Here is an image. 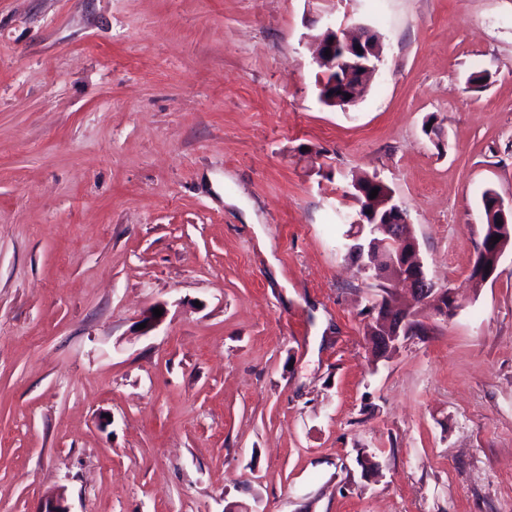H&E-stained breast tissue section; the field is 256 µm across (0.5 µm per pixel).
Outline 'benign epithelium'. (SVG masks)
I'll return each instance as SVG.
<instances>
[{
    "label": "benign epithelium",
    "mask_w": 512,
    "mask_h": 512,
    "mask_svg": "<svg viewBox=\"0 0 512 512\" xmlns=\"http://www.w3.org/2000/svg\"><path fill=\"white\" fill-rule=\"evenodd\" d=\"M330 54H325V51ZM382 51L380 38H372V32L362 29L357 32L337 30L331 25L323 27L315 40L314 62L320 69L318 95L322 103L339 104L343 107L357 103L368 77L378 71ZM343 71V90L336 93V69ZM492 202L486 209L485 220L491 224L490 237H495L496 223L506 226L512 223V207L504 205L500 197L490 193ZM385 206L387 213L379 216L376 210L361 208L352 216L353 233L347 237L344 247L347 254L355 255L361 272L373 277L378 274L374 265L363 260L362 253L367 243L378 236L394 239V251L389 265L395 271L391 283L405 285L413 304L402 302L395 292L376 301L370 308L375 315L376 328L370 337L372 348L382 354L395 351L400 344L412 336L424 333V325L418 319L415 306L432 308L436 316L448 318L459 308L460 301L451 289L440 288L430 278L424 268L419 243L404 210L388 197ZM36 512H70L62 494H52L41 499Z\"/></svg>",
    "instance_id": "obj_1"
}]
</instances>
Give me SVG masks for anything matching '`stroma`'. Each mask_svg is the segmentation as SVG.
I'll return each mask as SVG.
<instances>
[{"label":"stroma","instance_id":"obj_1","mask_svg":"<svg viewBox=\"0 0 512 512\" xmlns=\"http://www.w3.org/2000/svg\"><path fill=\"white\" fill-rule=\"evenodd\" d=\"M327 23L382 44L344 109ZM356 174L462 300L386 356ZM489 189L512 203V0H0V512H512Z\"/></svg>","mask_w":512,"mask_h":512}]
</instances>
